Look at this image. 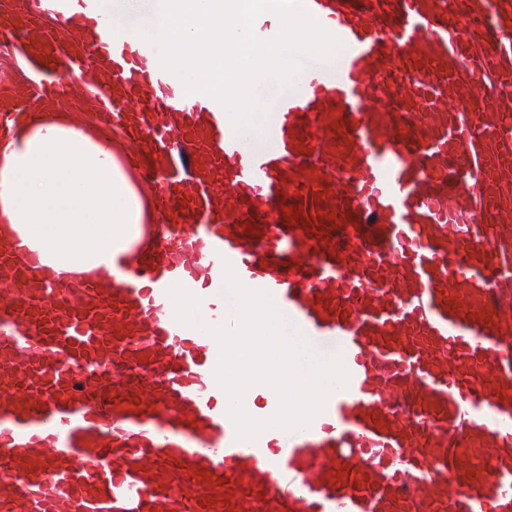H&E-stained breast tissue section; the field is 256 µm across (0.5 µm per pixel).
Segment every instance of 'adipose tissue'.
Here are the masks:
<instances>
[{"instance_id":"adipose-tissue-1","label":"adipose tissue","mask_w":512,"mask_h":512,"mask_svg":"<svg viewBox=\"0 0 512 512\" xmlns=\"http://www.w3.org/2000/svg\"><path fill=\"white\" fill-rule=\"evenodd\" d=\"M157 218L114 140L67 113L0 137V224L58 273H116Z\"/></svg>"}]
</instances>
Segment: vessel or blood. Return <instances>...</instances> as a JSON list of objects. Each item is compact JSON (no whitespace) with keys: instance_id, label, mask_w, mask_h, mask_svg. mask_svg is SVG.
Segmentation results:
<instances>
[{"instance_id":"vessel-or-blood-1","label":"vessel or blood","mask_w":512,"mask_h":512,"mask_svg":"<svg viewBox=\"0 0 512 512\" xmlns=\"http://www.w3.org/2000/svg\"><path fill=\"white\" fill-rule=\"evenodd\" d=\"M302 5L343 48L258 138L104 0H0V52L92 105L165 215L66 284L0 226V512H512V0ZM30 101L0 89V134ZM227 262L343 358L308 429L237 440L216 341L174 319L176 283L225 318Z\"/></svg>"}]
</instances>
